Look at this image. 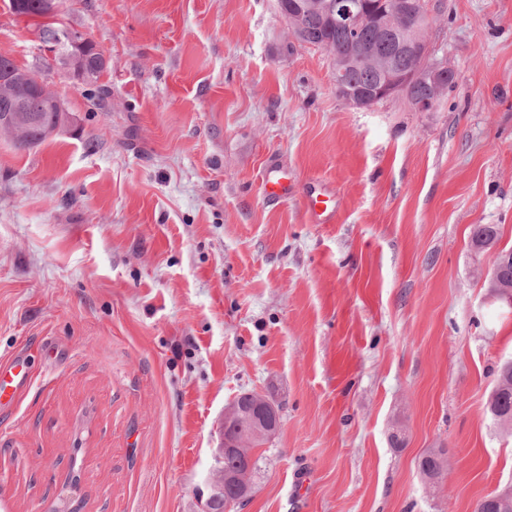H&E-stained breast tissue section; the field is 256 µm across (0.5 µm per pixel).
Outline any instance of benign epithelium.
Listing matches in <instances>:
<instances>
[{
	"label": "benign epithelium",
	"instance_id": "benign-epithelium-1",
	"mask_svg": "<svg viewBox=\"0 0 512 512\" xmlns=\"http://www.w3.org/2000/svg\"><path fill=\"white\" fill-rule=\"evenodd\" d=\"M277 8L293 30L301 27L302 16L309 10L320 11L328 24L347 32L374 24L394 41L397 54L410 56L417 61V67L411 71L399 69L390 59L381 61V80L370 92H359L343 86V70L340 65H335L333 77L336 91L351 105L369 108L378 101L407 94L409 84L419 82L430 89L431 96L412 98V105L420 112H429L437 107L439 92L446 85L450 70L447 64L433 58L429 39L425 35L430 25L427 0H304L290 10L285 9L279 0ZM36 36L47 62L73 82L84 83L91 77V72L83 67V55L88 47H93L100 67L107 65V58L98 46L80 31L62 22L47 34L38 32ZM35 88L51 111L66 112L46 81H37ZM31 122L32 118L18 102L0 112V132L6 135L21 133ZM491 253L492 265L488 276L491 282L496 283L502 269L512 265V257L501 255L495 249ZM279 426V409L267 398L256 397L249 412L242 411L235 401L226 408L219 426L221 444L215 449L214 464L206 479L208 497L204 512H214L217 505L221 512H237L251 488L255 440L274 436ZM227 456L241 458L245 460V465L238 464L226 469L224 458Z\"/></svg>",
	"mask_w": 512,
	"mask_h": 512
}]
</instances>
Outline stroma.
I'll use <instances>...</instances> for the list:
<instances>
[{
    "instance_id": "stroma-1",
    "label": "stroma",
    "mask_w": 512,
    "mask_h": 512,
    "mask_svg": "<svg viewBox=\"0 0 512 512\" xmlns=\"http://www.w3.org/2000/svg\"><path fill=\"white\" fill-rule=\"evenodd\" d=\"M457 77L437 107L358 109L275 0H60L104 52L47 83L68 126L0 135V512H203L225 407L271 397L277 434L239 512H475L512 487L486 411L512 360L477 224L512 247V0H429ZM0 51L42 47L0 0ZM288 167L332 223L268 200ZM441 453L431 487L420 458ZM262 184L266 197L276 200H288L296 190V184L288 174V169L271 162L264 170ZM305 208L313 221H327L322 219L334 213V208L329 206L330 194L325 190L317 189L316 184L309 185L302 192ZM28 381V373L24 370L21 359L0 362V404L4 396L15 398L27 386Z\"/></svg>"
}]
</instances>
